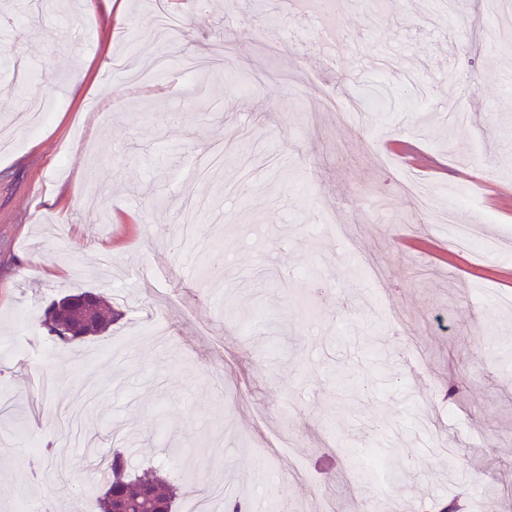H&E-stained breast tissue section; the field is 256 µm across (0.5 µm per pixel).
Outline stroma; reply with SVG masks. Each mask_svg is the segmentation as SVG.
<instances>
[{
	"instance_id": "stroma-1",
	"label": "stroma",
	"mask_w": 512,
	"mask_h": 512,
	"mask_svg": "<svg viewBox=\"0 0 512 512\" xmlns=\"http://www.w3.org/2000/svg\"><path fill=\"white\" fill-rule=\"evenodd\" d=\"M0 0V512L91 486L126 450L180 492L289 512H512V23L484 0H338L329 60L286 0ZM167 56L153 106L112 62ZM383 110L339 114L326 92ZM454 219L452 247L401 188ZM111 267L99 264L100 254ZM92 291L122 317L50 342ZM431 220L435 223L447 224L451 230V236L455 242V244L462 246L470 243V241L477 236V228L476 227H465V226H453L451 216L448 211L444 214L437 213H429ZM95 302V299L90 296H80L79 294L67 295L60 300L56 301V306L54 308L55 317L57 320L56 328L61 331L64 335H73L77 334V336H87L83 333L87 332L85 326L88 318V306ZM53 302L48 306L45 310L44 318H48L51 312ZM43 324L47 328L48 334L50 336H56L59 340L63 342L84 339L77 338V336H61L59 331L52 325H50L46 320L43 321ZM58 333V335H55ZM88 333V332H87Z\"/></svg>"
}]
</instances>
